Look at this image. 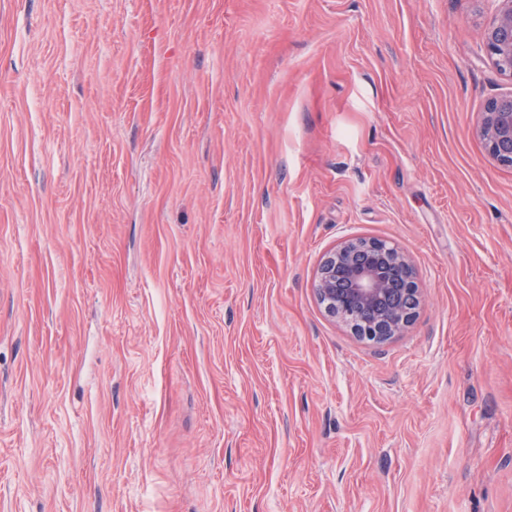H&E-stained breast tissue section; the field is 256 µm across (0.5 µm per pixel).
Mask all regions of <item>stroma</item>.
Wrapping results in <instances>:
<instances>
[{"label":"stroma","mask_w":512,"mask_h":512,"mask_svg":"<svg viewBox=\"0 0 512 512\" xmlns=\"http://www.w3.org/2000/svg\"><path fill=\"white\" fill-rule=\"evenodd\" d=\"M498 0H0V512H512ZM398 246V337L319 305ZM478 133L496 161L512 165V93L486 102ZM315 293L328 315L354 335L383 343L416 316L420 287L408 257L387 241L350 238L321 261Z\"/></svg>","instance_id":"stroma-1"}]
</instances>
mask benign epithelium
<instances>
[{
	"instance_id": "benign-epithelium-1",
	"label": "benign epithelium",
	"mask_w": 512,
	"mask_h": 512,
	"mask_svg": "<svg viewBox=\"0 0 512 512\" xmlns=\"http://www.w3.org/2000/svg\"><path fill=\"white\" fill-rule=\"evenodd\" d=\"M484 39L497 70L512 76V0H499ZM478 133L496 161L512 165V93L486 102ZM315 293L328 315L374 343L403 332L416 316L421 296L408 257L389 242L372 238L346 239L329 251L317 270Z\"/></svg>"
}]
</instances>
